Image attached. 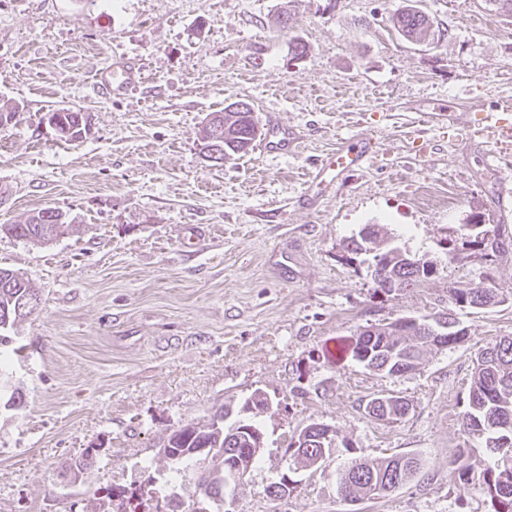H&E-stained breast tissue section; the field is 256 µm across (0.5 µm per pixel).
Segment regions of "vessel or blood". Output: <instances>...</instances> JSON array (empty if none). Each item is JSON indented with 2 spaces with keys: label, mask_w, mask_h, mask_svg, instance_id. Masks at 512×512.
I'll return each mask as SVG.
<instances>
[{
  "label": "vessel or blood",
  "mask_w": 512,
  "mask_h": 512,
  "mask_svg": "<svg viewBox=\"0 0 512 512\" xmlns=\"http://www.w3.org/2000/svg\"><path fill=\"white\" fill-rule=\"evenodd\" d=\"M140 77L134 64L115 62L101 71L99 85L119 95ZM474 132L484 148L485 164L497 171L503 182L512 181V99L499 103L495 111L484 113L474 124ZM299 142L297 133L286 125L270 122L265 131L261 148L269 155L293 151ZM376 154V142L371 138L349 139L340 144L336 152L316 165L310 176L312 184L331 189L343 173L369 163Z\"/></svg>",
  "instance_id": "1"
}]
</instances>
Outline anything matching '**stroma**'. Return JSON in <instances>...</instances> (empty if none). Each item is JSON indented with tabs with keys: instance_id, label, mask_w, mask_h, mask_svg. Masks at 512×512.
<instances>
[{
	"instance_id": "35a3bbf8",
	"label": "stroma",
	"mask_w": 512,
	"mask_h": 512,
	"mask_svg": "<svg viewBox=\"0 0 512 512\" xmlns=\"http://www.w3.org/2000/svg\"><path fill=\"white\" fill-rule=\"evenodd\" d=\"M403 0H0V224L44 208L74 233L39 246L0 235V266L27 277L38 310L0 345V512H143L203 503L206 462L172 468L161 450L182 426L240 408L254 392L265 447L234 512H493L489 455L463 427L476 350L512 336V208L465 130L424 121L433 105L512 97V18L484 0H416L433 22L421 44L392 18ZM290 9L287 28L274 17ZM307 46L292 56L293 40ZM118 57L142 68L120 97L96 85ZM244 101L259 125L301 139L295 153L253 148L216 166L204 118ZM79 107L93 130L61 141L49 111ZM376 139L373 162L314 206L300 201L316 163L347 138ZM500 225L506 252L486 264L457 249L461 224ZM378 224L434 276L404 294L376 291L371 256L344 257ZM490 279L495 305L457 313L463 342L389 377L345 352L360 328L432 317L448 291ZM405 398L394 422L365 410ZM340 445L293 467L286 448L311 423ZM92 449L80 474L71 460ZM469 449L467 479L453 464ZM411 453L421 466L389 495L350 503L336 472L349 458ZM296 486L278 498L283 473Z\"/></svg>"
}]
</instances>
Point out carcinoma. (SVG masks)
<instances>
[{
	"label": "carcinoma",
	"instance_id": "cac0c4a2",
	"mask_svg": "<svg viewBox=\"0 0 512 512\" xmlns=\"http://www.w3.org/2000/svg\"><path fill=\"white\" fill-rule=\"evenodd\" d=\"M397 31L410 42L428 38L433 23L429 16L410 5L393 18ZM82 109L68 107L51 112L74 129L71 141L82 138L79 117ZM224 118L232 120L230 137L220 141L219 160L225 154L244 155L261 135L249 104L242 109L224 110ZM69 229L62 212L45 208L29 216L22 224H0V234L33 244L48 243ZM461 236L467 243L481 252L491 251L496 257L504 250L499 226L484 225L473 231L463 224ZM436 273L428 261L417 265L396 258L376 290L385 294L405 292L419 287ZM497 294L489 283L483 281L475 288H451L448 290V312L452 327L444 336H433L418 329L404 330L393 323L375 326V331L360 337L350 346L351 358L371 371L384 372L391 376L404 375L423 364L424 353L432 348H445L456 344L466 336L455 317L458 309H480L495 303ZM38 307V296L30 282L18 272L0 267V345L7 340L2 331L19 320L30 316ZM389 403L375 397L366 404L367 413L382 421H396L409 411V404L401 397L390 395ZM261 402L260 392H254L240 408V413L227 424L224 414L208 430L190 423L169 436L163 448L164 456L174 465L195 457L197 448H213L215 455L226 462H241L253 466L260 453L243 427H257L253 421L255 413L251 406ZM463 424L468 434L484 440L491 457L484 470L483 481L493 504V512H512V336L496 337L478 348L474 357V368L468 391L467 409L463 413ZM305 436L301 441L291 438L288 443L289 457L300 459L309 465L322 456H331L332 442L324 438L325 426L311 424L300 431ZM420 460L414 455H400L379 459L354 458L337 473L338 487L344 489V499L356 502L386 495L385 486L398 488L417 473ZM193 494L209 501L224 495V482L219 478L199 475Z\"/></svg>",
	"mask_w": 512,
	"mask_h": 512
}]
</instances>
